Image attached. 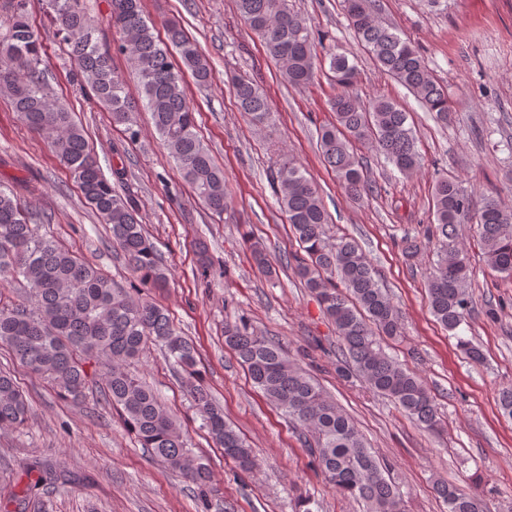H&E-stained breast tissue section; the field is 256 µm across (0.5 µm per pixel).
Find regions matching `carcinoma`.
Returning <instances> with one entry per match:
<instances>
[{
	"label": "carcinoma",
	"instance_id": "1",
	"mask_svg": "<svg viewBox=\"0 0 512 512\" xmlns=\"http://www.w3.org/2000/svg\"><path fill=\"white\" fill-rule=\"evenodd\" d=\"M52 34L68 46L80 76L112 115V122L138 134L137 116L147 110L169 157L180 168L196 198L221 216L228 207L224 172L214 163L197 132L184 75L206 87L212 71L208 58L181 25L167 21L164 35L149 26L141 0H111L109 22L118 35L109 47L89 24L83 0H49ZM29 0H13L0 38V94L10 98L21 121L47 135L49 146L77 184L85 202L110 225L112 244L139 273L147 288H164L169 269L145 234L135 200L118 194L102 173L83 128L62 101L51 97L42 64L46 34L29 19ZM246 24L263 41L267 54L281 65L288 84L297 89L315 78L320 39L288 0H235ZM350 28L378 69L405 87L446 123L451 106L446 89L420 52L383 25L373 0H343ZM129 56L142 96L133 101L122 77L112 68V52ZM335 122L320 130L323 161L345 193L360 199L371 182L357 146L369 141L400 174L421 167L417 133L410 114L395 101L378 96L362 103L353 91L356 66L344 53H329ZM240 112L254 125L272 120L264 90L246 75L230 76ZM277 203L295 232L299 251L291 254L295 272L305 281L336 329L344 349L337 365L342 376L354 373L370 389L391 399L408 418L429 431L440 426L437 407L425 382L388 356L380 337L402 335L399 311L380 287L375 271L349 238L330 239L328 215L312 180L292 158L273 177ZM435 224L427 233L437 262L426 278L432 314L457 340L471 360L480 351L459 334L470 316L469 256L457 226L474 222L489 268L512 276V210L497 198L481 199L448 176L434 184ZM17 283V296L5 288ZM224 342L266 398L284 411L300 431L316 469L337 494L361 501L366 512H404L403 494L390 479L389 463L367 447L354 421L325 394L319 383L292 362L280 343L250 330L247 324L224 325ZM186 374L196 411L208 433L243 471L256 466L250 446L226 420L196 370V350L169 315L141 296L121 288L78 253L40 231L31 206L0 186V348L31 377L46 382L63 399L79 401L92 383L101 385L106 402L119 409L141 447L170 470L205 492L208 465L191 459L175 417L157 395L129 369L149 345ZM29 405L14 371L0 368V430L19 429ZM435 493L448 512H486L484 500L450 484Z\"/></svg>",
	"mask_w": 512,
	"mask_h": 512
}]
</instances>
